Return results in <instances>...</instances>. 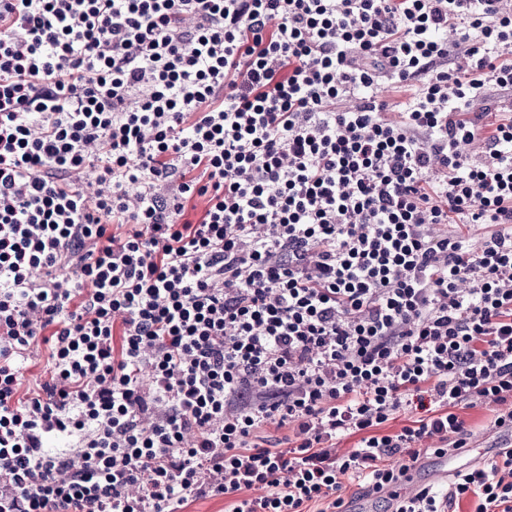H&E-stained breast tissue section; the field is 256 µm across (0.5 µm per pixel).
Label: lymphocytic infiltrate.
Masks as SVG:
<instances>
[{"label": "lymphocytic infiltrate", "instance_id": "lymphocytic-infiltrate-1", "mask_svg": "<svg viewBox=\"0 0 512 512\" xmlns=\"http://www.w3.org/2000/svg\"><path fill=\"white\" fill-rule=\"evenodd\" d=\"M501 96L512 0H0V512H512ZM461 416L467 423V426L472 430L471 433V442L473 448H481L480 453H490L494 451L496 448H488L486 446L491 445V439H486V437L490 434L487 429V424L492 416V412L485 407H477L475 409H466L461 410ZM473 448H466V451L469 452ZM458 452H455L451 455H444V456H434L429 458H422L423 461H428L431 458L430 466L431 469L428 471V479L429 480H440L438 482L431 483L434 485V488L437 490H440L441 492L445 493L448 490V483L451 478V476H448L449 472H453L455 469H457V464L461 461V456ZM444 478H448L445 480H441Z\"/></svg>", "mask_w": 512, "mask_h": 512}]
</instances>
